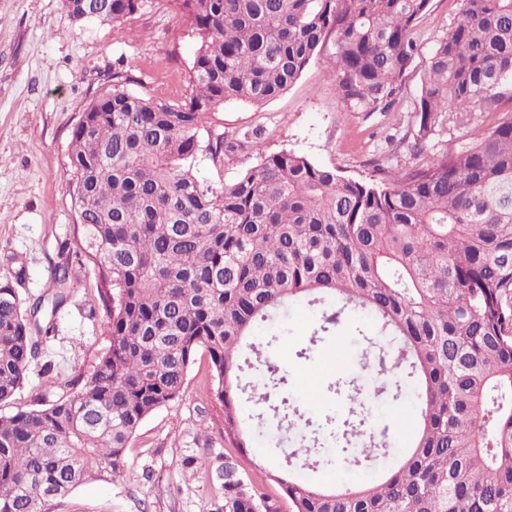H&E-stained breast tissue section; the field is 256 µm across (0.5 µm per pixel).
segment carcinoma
Here are the masks:
<instances>
[{"mask_svg": "<svg viewBox=\"0 0 512 512\" xmlns=\"http://www.w3.org/2000/svg\"><path fill=\"white\" fill-rule=\"evenodd\" d=\"M195 31L190 90L170 103L124 89L112 73L73 127L67 151L75 214L68 251L93 265L110 345L89 382L31 410L0 413V512H45L89 479L123 477L141 422L178 399L205 350L224 437L250 455L254 425L269 452L240 467L224 458L219 512H280L257 487L277 482L292 512H512V0H462L437 41L415 104L413 163L378 182L263 151L208 126L229 101L282 94L315 53L348 112L385 111L416 51L430 0H169ZM74 21L127 22L142 0H63ZM477 128L439 154L428 141L456 117ZM251 148L237 180L200 174ZM56 312L77 283L53 269ZM325 303L310 346L335 333L344 309L368 312L359 363L373 386L353 394L340 453L299 410L288 376L259 353L255 323L288 333V305ZM0 286V405L23 387L54 322ZM417 391L419 419L398 450L372 425V401ZM314 473L341 462L395 467L358 485L283 478L271 466L289 435Z\"/></svg>", "mask_w": 512, "mask_h": 512, "instance_id": "carcinoma-1", "label": "carcinoma"}]
</instances>
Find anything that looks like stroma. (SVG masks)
Returning a JSON list of instances; mask_svg holds the SVG:
<instances>
[{
	"mask_svg": "<svg viewBox=\"0 0 512 512\" xmlns=\"http://www.w3.org/2000/svg\"><path fill=\"white\" fill-rule=\"evenodd\" d=\"M461 0H431L415 29L418 52L393 105L383 112L344 111L330 78L328 52L316 55L299 78L261 105L229 102L219 113L225 136L256 141L264 151L288 150L361 181L385 164L405 162L412 141V109L431 50L460 16ZM196 37L166 0H143L122 24L75 23L62 0H0V285L14 288L24 305L51 297L54 265L67 263L61 248L71 239L74 213L67 194V146L73 126L96 92L112 81L114 64L131 78L129 91L176 102L188 92ZM79 286L54 315L45 348L54 369L33 366L4 412L36 408L40 395L58 396L70 381L88 382L110 344L92 266L69 263ZM319 310L301 301L290 312L289 335L269 343L259 323L256 340L288 375L302 407L322 418L344 410L330 393L339 379L366 381L353 360L352 311L325 337L310 361L296 350L313 331ZM335 372L315 377L325 358ZM413 397L375 402L373 423L396 439L409 434ZM233 451L224 440V413L212 394L210 360L198 352L181 397L149 415L126 451L127 470L116 481L91 480L55 499L47 512H215L224 499L217 476Z\"/></svg>",
	"mask_w": 512,
	"mask_h": 512,
	"instance_id": "1",
	"label": "stroma"
}]
</instances>
